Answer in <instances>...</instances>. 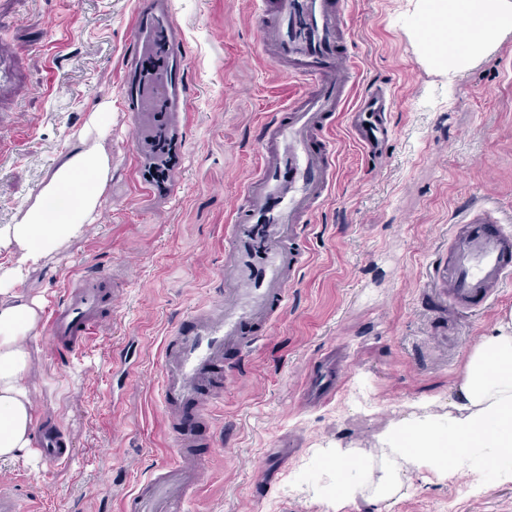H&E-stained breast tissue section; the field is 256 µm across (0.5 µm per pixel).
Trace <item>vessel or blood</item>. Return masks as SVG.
I'll use <instances>...</instances> for the list:
<instances>
[{"mask_svg": "<svg viewBox=\"0 0 512 512\" xmlns=\"http://www.w3.org/2000/svg\"><path fill=\"white\" fill-rule=\"evenodd\" d=\"M256 49L281 75L304 81L286 116L264 125L259 163L233 212L224 254V297L195 313L165 344L161 402L180 453L158 469L129 499L128 512H182L208 464L186 431L185 416L207 419L224 391V364L242 355L257 329L270 328L288 296L300 263L298 229L328 197L336 165L324 134L336 115L352 112L351 130L366 154L382 153L389 138L382 114L387 98L372 89L352 99L354 60L343 51L347 16L340 0H261L255 11ZM110 274L83 276L69 284L50 311V339L76 354L101 322ZM512 284V228L478 206L448 228V259L438 273V293L458 314L487 308ZM329 365L312 370L304 390L316 398L333 386ZM46 460L66 463L70 451L53 434H42Z\"/></svg>", "mask_w": 512, "mask_h": 512, "instance_id": "b4317fda", "label": "vessel or blood"}]
</instances>
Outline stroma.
Here are the masks:
<instances>
[{
    "label": "stroma",
    "mask_w": 512,
    "mask_h": 512,
    "mask_svg": "<svg viewBox=\"0 0 512 512\" xmlns=\"http://www.w3.org/2000/svg\"><path fill=\"white\" fill-rule=\"evenodd\" d=\"M355 91L387 89L383 158L367 157L345 118L328 134L336 181L310 223L281 317L225 381L208 470L185 512H512V479L466 456L401 471L390 495L388 429L448 410L467 355L512 310L448 320L432 291L448 227L483 203L512 221V35L456 78L426 56L420 0H343ZM152 13L164 23L129 32ZM253 0H0V224H12L89 112L112 107L100 143L112 180L85 236L23 285L46 305L84 272L112 274V319L81 354L31 344L26 380L40 427L68 441L50 466L0 465L23 512H125L139 481L172 463L159 381L166 336L224 296L226 227L257 169L262 121L297 81L257 58ZM346 354L336 391L305 402L326 351ZM357 457L337 462V451ZM359 485L353 498L331 488Z\"/></svg>",
    "instance_id": "obj_1"
}]
</instances>
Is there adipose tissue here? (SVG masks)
<instances>
[{"instance_id":"ef3b65f1","label":"adipose tissue","mask_w":512,"mask_h":512,"mask_svg":"<svg viewBox=\"0 0 512 512\" xmlns=\"http://www.w3.org/2000/svg\"><path fill=\"white\" fill-rule=\"evenodd\" d=\"M422 2L418 37L431 62L448 76H456L512 34V0ZM110 121L107 109L90 113L81 134L85 146L68 154L42 183L16 223L0 225L1 465L16 462L32 447L37 423L25 376L44 304L20 287L29 268L81 239L94 222L112 180V159L90 138L103 136ZM384 442L394 460L414 467L437 464V450L447 444L457 456L481 449L512 471V311L469 352L451 386L446 417L424 415L388 430Z\"/></svg>"}]
</instances>
